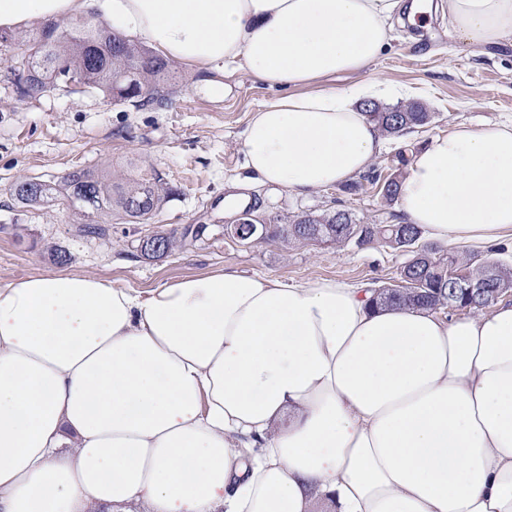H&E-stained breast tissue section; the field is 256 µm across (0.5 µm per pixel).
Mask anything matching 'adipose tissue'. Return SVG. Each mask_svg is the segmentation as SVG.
<instances>
[{
    "instance_id": "adipose-tissue-1",
    "label": "adipose tissue",
    "mask_w": 512,
    "mask_h": 512,
    "mask_svg": "<svg viewBox=\"0 0 512 512\" xmlns=\"http://www.w3.org/2000/svg\"><path fill=\"white\" fill-rule=\"evenodd\" d=\"M76 13L282 88L244 163L295 194L382 154L359 104L393 87L327 81L375 64L394 23L444 13L512 46V0H0V30ZM399 212L445 246L512 235V121L432 136ZM372 297L236 271L0 282V512H512V301L451 320Z\"/></svg>"
}]
</instances>
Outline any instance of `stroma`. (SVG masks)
Masks as SVG:
<instances>
[{"label": "stroma", "instance_id": "1", "mask_svg": "<svg viewBox=\"0 0 512 512\" xmlns=\"http://www.w3.org/2000/svg\"><path fill=\"white\" fill-rule=\"evenodd\" d=\"M170 67L176 83L170 102L159 109L117 105L82 89L22 98L0 81V280L65 269L145 290L225 269L288 284L397 283L409 256L388 247L242 245L230 239L224 231L226 182L243 173L244 132L269 92L231 65L199 70L174 61ZM372 78L412 88L413 102L432 115L409 139L389 137L387 151L375 163L387 176L398 170L405 142L426 143L459 123L512 119V47L487 55L451 36L444 17L421 23L413 34L395 25L388 50L369 71L336 76L331 84L341 89ZM83 167L131 178L155 169L172 193L151 223L116 219L99 238L81 235L66 206L22 208L10 197L17 180L54 181ZM251 192L260 212L284 220L334 208L365 223L400 219L396 205L384 203L371 184L354 194L332 187L296 196L257 183ZM190 224L204 227L197 239L162 258L141 255L144 237L179 233ZM57 248L69 254V262L54 260Z\"/></svg>", "mask_w": 512, "mask_h": 512}]
</instances>
